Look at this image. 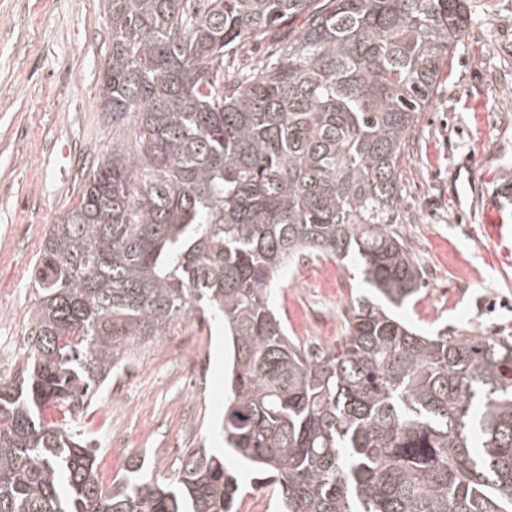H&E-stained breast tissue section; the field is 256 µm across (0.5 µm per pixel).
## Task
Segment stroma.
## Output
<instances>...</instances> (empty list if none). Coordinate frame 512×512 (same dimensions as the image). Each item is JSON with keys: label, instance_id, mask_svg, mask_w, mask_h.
<instances>
[{"label": "stroma", "instance_id": "1", "mask_svg": "<svg viewBox=\"0 0 512 512\" xmlns=\"http://www.w3.org/2000/svg\"><path fill=\"white\" fill-rule=\"evenodd\" d=\"M469 23L400 167V231L424 274L400 317L425 333L512 336V0H467ZM111 50L106 0H0V307L20 343L0 335V379L29 349L32 268L50 224L78 203L90 167L135 117L113 126L97 102ZM365 288L354 267L311 257L286 268L273 299L288 334L310 352L336 346L344 314ZM195 355L186 387L181 361ZM224 328L176 323L136 341L73 429L92 440L103 482L132 460L159 477L204 446L250 487L252 473L224 450Z\"/></svg>", "mask_w": 512, "mask_h": 512}]
</instances>
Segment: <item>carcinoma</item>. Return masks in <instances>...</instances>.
I'll list each match as a JSON object with an SVG mask.
<instances>
[{"instance_id":"carcinoma-1","label":"carcinoma","mask_w":512,"mask_h":512,"mask_svg":"<svg viewBox=\"0 0 512 512\" xmlns=\"http://www.w3.org/2000/svg\"><path fill=\"white\" fill-rule=\"evenodd\" d=\"M192 4L107 0L98 99L114 126L137 116L136 140L112 145L43 237L30 350L0 381V512H240L247 492L206 448L167 480L135 462L105 485L67 423L131 342L197 303L224 322V444L280 512H512V339L393 315L421 292L397 168L466 0ZM269 36L288 40L256 72L228 65ZM324 255L353 262L369 296L312 359L273 291Z\"/></svg>"}]
</instances>
